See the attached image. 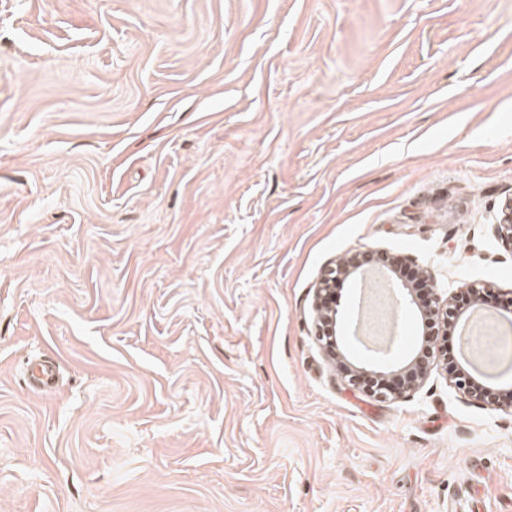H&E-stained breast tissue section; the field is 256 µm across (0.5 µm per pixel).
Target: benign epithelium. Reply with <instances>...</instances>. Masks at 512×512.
Listing matches in <instances>:
<instances>
[{"mask_svg": "<svg viewBox=\"0 0 512 512\" xmlns=\"http://www.w3.org/2000/svg\"><path fill=\"white\" fill-rule=\"evenodd\" d=\"M495 233L502 245L512 250V197L501 205ZM407 263V258L389 250L368 248L348 253L329 263L315 288L316 336L323 342V349L328 360L344 376L348 384L364 392L390 396L393 399L406 398L419 387L431 373L438 362L448 363V354H433L431 351H413L397 367L391 354H384L372 366H365L352 359L344 351L336 348L334 336L338 322L336 310V284L339 282H358L371 274H382L392 279L395 285L399 304L406 309L415 311L416 295L414 288L393 278V272L398 264ZM420 279L431 294L427 312L433 314L440 324L441 335L448 331L463 328L466 323V313L457 308L458 298L465 294L478 292L473 283H462L451 294L439 290L432 275L425 271ZM454 386L465 396L475 402L485 405L512 409V388L503 390L485 384L471 376L463 368H458L453 374Z\"/></svg>", "mask_w": 512, "mask_h": 512, "instance_id": "obj_1", "label": "benign epithelium"}]
</instances>
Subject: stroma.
<instances>
[{"label": "stroma", "instance_id": "stroma-1", "mask_svg": "<svg viewBox=\"0 0 512 512\" xmlns=\"http://www.w3.org/2000/svg\"><path fill=\"white\" fill-rule=\"evenodd\" d=\"M509 196L512 0H0V512H512V409L314 308L371 246L508 324ZM494 226L498 240L512 250V197L502 203ZM408 259L389 250L368 248L356 250L329 263L315 288L316 336L323 342L328 360L344 376L348 384L374 395H389L392 399L406 398L419 387L440 360L448 369V352L438 350L413 351L400 367H395L391 352L381 355L372 366L349 357L342 349H336L334 336L338 322L336 310V284L358 282L371 274H382L395 285L399 304L417 312L414 288L394 278L393 272L399 263L406 265ZM343 283L339 284L344 285ZM331 336L330 338H328ZM326 339V340H325ZM55 367L47 361L30 366L29 388L33 392L48 393L55 388Z\"/></svg>", "mask_w": 512, "mask_h": 512}]
</instances>
